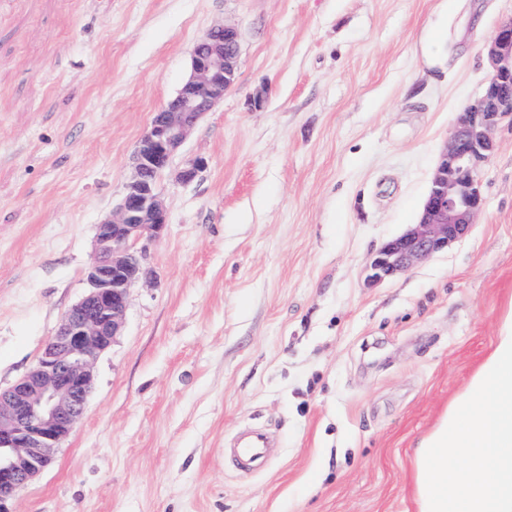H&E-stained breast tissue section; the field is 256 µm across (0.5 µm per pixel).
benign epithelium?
Returning <instances> with one entry per match:
<instances>
[{
    "mask_svg": "<svg viewBox=\"0 0 512 512\" xmlns=\"http://www.w3.org/2000/svg\"><path fill=\"white\" fill-rule=\"evenodd\" d=\"M240 35L232 25L210 29L197 42L191 74L153 114L136 145L133 175L112 215L97 226L88 290L68 310L37 363L0 390V512L52 461L54 448L83 414L92 365L124 324L131 288L148 278L151 242L168 226L157 177L201 116L235 82ZM489 78L461 112L441 151L418 222L385 242L372 258L373 282L396 277L463 238L484 205L480 171L497 150L496 132L512 118V16L501 20L485 45ZM205 161H187L176 173L193 181Z\"/></svg>",
    "mask_w": 512,
    "mask_h": 512,
    "instance_id": "obj_1",
    "label": "benign epithelium"
}]
</instances>
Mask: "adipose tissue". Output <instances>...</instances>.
<instances>
[{
  "label": "adipose tissue",
  "mask_w": 512,
  "mask_h": 512,
  "mask_svg": "<svg viewBox=\"0 0 512 512\" xmlns=\"http://www.w3.org/2000/svg\"><path fill=\"white\" fill-rule=\"evenodd\" d=\"M413 458L416 512H512V302Z\"/></svg>",
  "instance_id": "ef3b65f1"
}]
</instances>
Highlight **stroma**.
Instances as JSON below:
<instances>
[{"label":"stroma","mask_w":512,"mask_h":512,"mask_svg":"<svg viewBox=\"0 0 512 512\" xmlns=\"http://www.w3.org/2000/svg\"><path fill=\"white\" fill-rule=\"evenodd\" d=\"M511 15L512 0H0L2 390L85 294L96 226L198 40L240 34L235 84L158 179L151 276L10 512H414V444L512 300V124L463 239L375 285L367 268L416 223ZM247 426L277 439L256 473L224 451Z\"/></svg>","instance_id":"obj_1"}]
</instances>
